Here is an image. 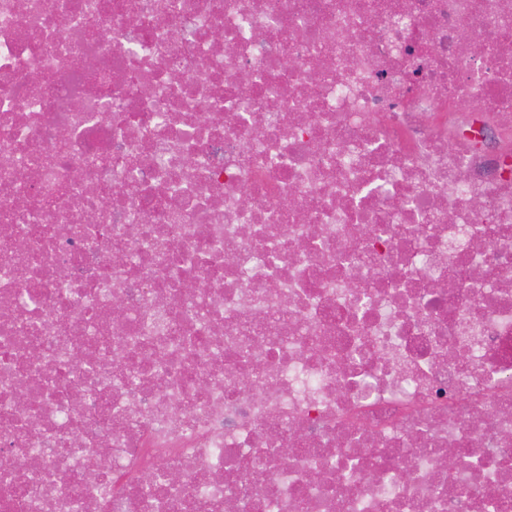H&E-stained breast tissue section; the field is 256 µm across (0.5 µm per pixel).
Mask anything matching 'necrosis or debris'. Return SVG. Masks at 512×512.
I'll return each instance as SVG.
<instances>
[{
    "instance_id": "obj_1",
    "label": "necrosis or debris",
    "mask_w": 512,
    "mask_h": 512,
    "mask_svg": "<svg viewBox=\"0 0 512 512\" xmlns=\"http://www.w3.org/2000/svg\"><path fill=\"white\" fill-rule=\"evenodd\" d=\"M0 512H512V0H0Z\"/></svg>"
}]
</instances>
